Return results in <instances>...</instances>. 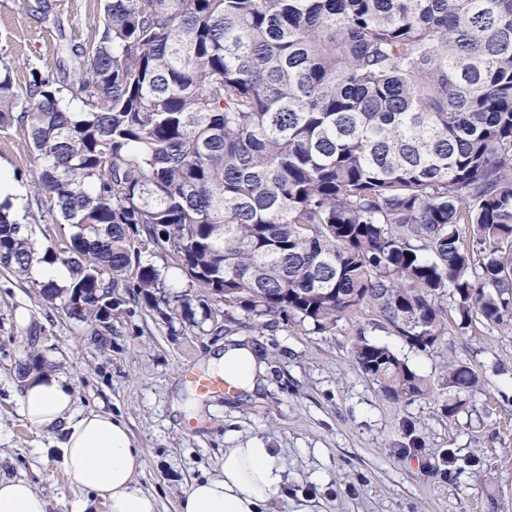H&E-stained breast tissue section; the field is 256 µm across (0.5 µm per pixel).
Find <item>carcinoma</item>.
Instances as JSON below:
<instances>
[{
	"label": "carcinoma",
	"mask_w": 512,
	"mask_h": 512,
	"mask_svg": "<svg viewBox=\"0 0 512 512\" xmlns=\"http://www.w3.org/2000/svg\"><path fill=\"white\" fill-rule=\"evenodd\" d=\"M76 58L69 82L0 74V130L40 161L34 205H0V268H69L33 283L68 318L119 317L127 288L191 320L160 251L226 334L237 310L328 332L364 306L421 351L453 324L512 333V0H105ZM49 220L75 232L38 253L26 225ZM355 336L387 396L431 394ZM152 261L162 270H164V276L168 285H172L175 288H165L168 293H178L185 291L188 288V280L180 269L174 264V262L168 257L162 259L157 256L152 258ZM164 267H166L164 269Z\"/></svg>",
	"instance_id": "carcinoma-1"
}]
</instances>
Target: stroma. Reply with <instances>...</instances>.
Instances as JSON below:
<instances>
[{
  "label": "stroma",
  "instance_id": "stroma-1",
  "mask_svg": "<svg viewBox=\"0 0 512 512\" xmlns=\"http://www.w3.org/2000/svg\"><path fill=\"white\" fill-rule=\"evenodd\" d=\"M104 0H0V67L17 82L29 68L71 70L72 46L90 40ZM0 168L30 186L39 166L15 130L0 131ZM193 318L131 301L104 335L69 319L39 297L31 280L0 270V478H22L42 492L48 512H108L65 470L56 452L61 432L31 427L18 411L19 369L29 348L66 376L82 412L109 413L141 448L140 486L159 512H179L193 481L219 475L224 451L258 442L286 462L284 483L268 512H512V335L479 327L452 332L420 351L376 325L372 309L319 333L281 317L244 320L235 338L264 367L255 391L201 401L199 415L181 370L206 371L223 350L224 319L207 315L195 291ZM388 345L433 384L429 396L388 398L355 363L357 328ZM470 366L479 390L450 396L447 363ZM460 405L454 417L443 406ZM453 450L452 467L443 456Z\"/></svg>",
  "mask_w": 512,
  "mask_h": 512
}]
</instances>
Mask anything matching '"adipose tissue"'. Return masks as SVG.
<instances>
[{"label": "adipose tissue", "instance_id": "1", "mask_svg": "<svg viewBox=\"0 0 512 512\" xmlns=\"http://www.w3.org/2000/svg\"><path fill=\"white\" fill-rule=\"evenodd\" d=\"M211 363L214 373L236 376L240 386L255 388L258 368L249 348L225 346ZM18 406L33 427L61 426L58 449L65 470L103 498L109 512H159L156 495L138 483L145 459L125 424L109 413L76 412L75 396L63 375H31ZM284 473V462L272 449H225L222 475L194 482L180 512H264ZM47 507L46 497L29 483L0 480V512H47Z\"/></svg>", "mask_w": 512, "mask_h": 512}]
</instances>
